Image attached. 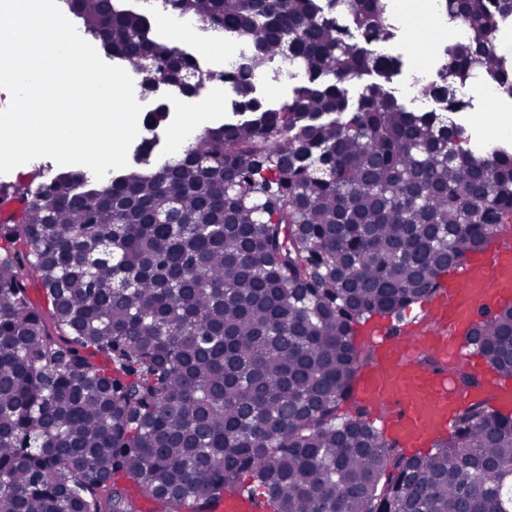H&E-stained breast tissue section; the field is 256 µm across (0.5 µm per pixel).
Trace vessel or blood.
Instances as JSON below:
<instances>
[{
    "label": "vessel or blood",
    "instance_id": "obj_1",
    "mask_svg": "<svg viewBox=\"0 0 512 512\" xmlns=\"http://www.w3.org/2000/svg\"><path fill=\"white\" fill-rule=\"evenodd\" d=\"M511 299L512 249L490 246L470 254L454 278L440 283L426 311L430 329L411 322L399 331L382 325L369 330L367 343L376 359L357 378L358 399L376 408L398 445L419 447L485 394L512 406V386L465 385L455 374L459 367L477 371L461 333Z\"/></svg>",
    "mask_w": 512,
    "mask_h": 512
}]
</instances>
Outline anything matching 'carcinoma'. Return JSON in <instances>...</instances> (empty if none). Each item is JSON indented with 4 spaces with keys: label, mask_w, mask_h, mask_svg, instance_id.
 I'll list each match as a JSON object with an SVG mask.
<instances>
[{
    "label": "carcinoma",
    "mask_w": 512,
    "mask_h": 512,
    "mask_svg": "<svg viewBox=\"0 0 512 512\" xmlns=\"http://www.w3.org/2000/svg\"><path fill=\"white\" fill-rule=\"evenodd\" d=\"M240 46L233 118L177 154L105 180L70 168L6 189L0 212V512H512V413L484 400L425 455L342 411L370 350L356 326L432 295L512 216V147L476 145L452 115L482 69L512 98L496 44L512 0H445L467 30L390 87V0H166ZM106 52L188 96L193 56L113 0H66ZM361 42H348L353 33ZM151 57L157 69L142 71ZM298 85L269 105L274 62ZM378 79L354 97L349 82ZM174 202L181 223L161 214ZM40 282L51 322L29 301ZM512 377V305L466 334Z\"/></svg>",
    "instance_id": "obj_1"
}]
</instances>
